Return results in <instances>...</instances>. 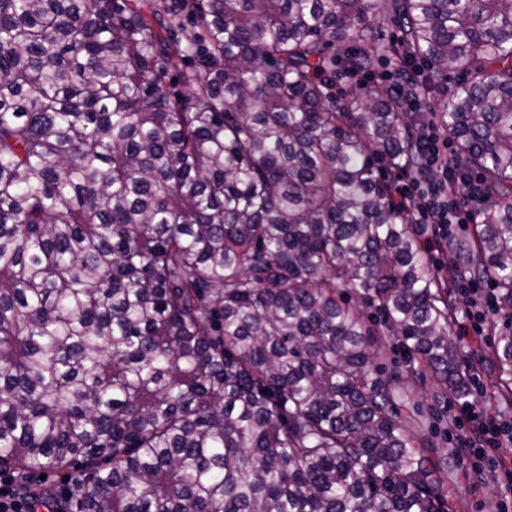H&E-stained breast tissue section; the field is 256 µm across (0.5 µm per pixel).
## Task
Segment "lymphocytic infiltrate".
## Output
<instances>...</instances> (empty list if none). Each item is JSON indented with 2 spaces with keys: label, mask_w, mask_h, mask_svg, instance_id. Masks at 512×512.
<instances>
[{
  "label": "lymphocytic infiltrate",
  "mask_w": 512,
  "mask_h": 512,
  "mask_svg": "<svg viewBox=\"0 0 512 512\" xmlns=\"http://www.w3.org/2000/svg\"><path fill=\"white\" fill-rule=\"evenodd\" d=\"M427 77L421 65H412L405 79L395 81L384 67L361 75L360 88L386 89L397 96L403 111L424 112L429 107L426 94ZM420 145L419 160L396 185V196L413 223L424 225L428 252H437L442 240L454 234L457 227L476 223L478 216L472 202L483 190L481 175L463 165L450 164L454 153L452 135L435 122L421 125L416 137ZM460 293L466 300L463 313L473 330H480L495 312L494 295L480 288L475 279L462 277ZM482 388L477 377H470L465 395H452L455 437L461 453L471 459V469L483 476L498 464L497 451L502 439L512 440V421L484 416L477 399Z\"/></svg>",
  "instance_id": "f902f5d3"
}]
</instances>
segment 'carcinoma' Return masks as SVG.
<instances>
[{"instance_id": "1", "label": "carcinoma", "mask_w": 512, "mask_h": 512, "mask_svg": "<svg viewBox=\"0 0 512 512\" xmlns=\"http://www.w3.org/2000/svg\"><path fill=\"white\" fill-rule=\"evenodd\" d=\"M386 54L491 202L445 278L380 167L414 117L330 90ZM464 273L512 320V0H0V468L77 512H454L369 367L462 391ZM492 362L512 404V323Z\"/></svg>"}]
</instances>
